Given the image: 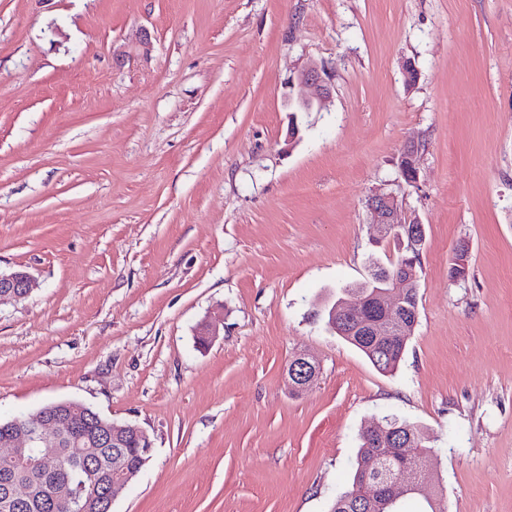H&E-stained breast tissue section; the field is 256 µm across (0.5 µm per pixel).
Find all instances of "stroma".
<instances>
[{"mask_svg":"<svg viewBox=\"0 0 512 512\" xmlns=\"http://www.w3.org/2000/svg\"><path fill=\"white\" fill-rule=\"evenodd\" d=\"M143 28L150 55L116 63ZM312 62L333 101L292 113ZM379 190L426 233L391 375L314 315L394 259ZM15 270L36 286L0 300V418L74 401L144 428L112 512H329L386 416L429 439L424 495L512 512V0H0ZM419 150V142L414 138L408 140L404 145L398 163L399 176L405 182L414 184L418 179V169L416 167V158ZM319 364L305 356L295 355L288 364V376L294 388L300 392L312 387L319 375Z\"/></svg>","mask_w":512,"mask_h":512,"instance_id":"obj_1","label":"stroma"}]
</instances>
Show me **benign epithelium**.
Instances as JSON below:
<instances>
[{
    "label": "benign epithelium",
    "mask_w": 512,
    "mask_h": 512,
    "mask_svg": "<svg viewBox=\"0 0 512 512\" xmlns=\"http://www.w3.org/2000/svg\"><path fill=\"white\" fill-rule=\"evenodd\" d=\"M299 86L310 90V94L298 98L294 104L296 112L322 111L331 102L330 73L317 64H311L296 75ZM419 154V142L410 139L404 145L398 163L399 176L405 182L414 184L418 179L416 158ZM367 207L377 224L380 235L392 238L404 244L409 240V250L418 251L425 242V228L418 220L402 218L397 199L389 192L378 191L369 197ZM419 277L416 273V261L406 259L402 271L393 276L378 278L381 288L376 290L374 303L359 293H351L334 302L332 315L339 318L344 325L367 326L373 336H397L400 334L395 320L399 319L405 299L416 287ZM35 287L32 276L26 272L15 271L9 274L0 272V300L5 297H23ZM319 375V364L305 356L296 355L288 364V376L297 391L312 387ZM100 433L111 438L112 444L121 445V439L131 435L140 444L139 461L130 463L122 454L112 457L105 476L98 483V497L92 500L95 507L112 506L115 493L126 486L135 477L151 457L153 443L144 429L132 423L117 424L102 421L99 423ZM55 421L46 409H40L34 414H28L10 423L9 436L0 441V458L19 459L35 466L43 473H54L62 467L58 452V438L54 432ZM406 427L383 428L380 424L368 426L362 430L364 434H373L383 441L392 443L397 448L411 447V437L404 433ZM26 448L38 449L32 459H25L23 451ZM377 464H370L372 476L365 481L363 492L369 498L378 494L390 497V503L395 505L399 498L391 495V485L407 484L404 472H395L383 476ZM32 494V488L24 484L12 486L6 498L7 505L16 507L23 504Z\"/></svg>",
    "instance_id": "benign-epithelium-1"
}]
</instances>
